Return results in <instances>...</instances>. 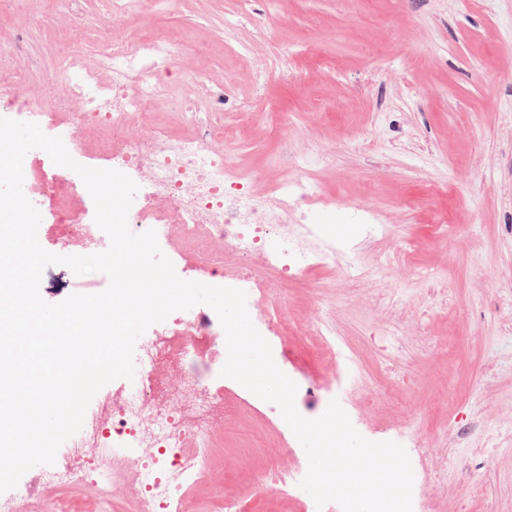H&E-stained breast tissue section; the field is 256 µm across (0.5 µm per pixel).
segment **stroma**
I'll list each match as a JSON object with an SVG mask.
<instances>
[{"instance_id":"stroma-1","label":"stroma","mask_w":512,"mask_h":512,"mask_svg":"<svg viewBox=\"0 0 512 512\" xmlns=\"http://www.w3.org/2000/svg\"><path fill=\"white\" fill-rule=\"evenodd\" d=\"M151 35L163 28H191L208 45L185 56L166 81L180 84L186 69L208 72V97L231 80L235 100L224 103L235 165L262 194L307 167L327 200L341 203L332 226L347 237L349 203L382 211L395 237L365 243L369 260L405 249L403 261L363 283L313 274L281 292L291 317L310 316L318 302L335 306L341 351L354 350L373 374L404 384L369 421L390 441L414 453L424 431L456 417L467 432L449 449L448 468L433 477L435 512H512V0H171L167 13L132 19ZM65 18L42 0H0V51L20 32L28 36L21 57L0 60V117H10L6 93L19 88L32 111L45 103L42 67L78 55L101 80L95 27L75 41ZM278 68L261 82L257 67ZM25 82H18V71ZM253 102L255 114L237 111ZM434 185L446 196H430ZM453 216L437 229L436 210ZM477 246L459 250L456 236ZM438 266L448 283V316L430 334L405 332L400 343L374 352L370 338L385 319L370 308L376 289L406 288L405 300L430 299L417 266ZM276 365L306 378L314 392L299 397L307 418L326 405L319 388L324 363L297 342L274 353ZM251 408L229 421L212 450L210 471L188 487L181 512H224L225 501L245 498L247 512H272L273 498L250 497L257 472L270 465L264 449L248 447L245 432L298 447L280 437V416L233 379ZM53 512H136L134 495L113 493L102 503L87 483L59 488Z\"/></svg>"}]
</instances>
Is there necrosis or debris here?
<instances>
[{"label": "necrosis or debris", "mask_w": 512, "mask_h": 512, "mask_svg": "<svg viewBox=\"0 0 512 512\" xmlns=\"http://www.w3.org/2000/svg\"><path fill=\"white\" fill-rule=\"evenodd\" d=\"M166 4L110 0V10L96 22L101 63L110 78L103 83L94 72L81 71L74 55L49 70L47 104L69 113L65 126L51 128L50 134L73 141L85 125L102 128L95 167L121 171L138 186L129 227L155 231L161 239L178 232L190 243L216 241L235 251L243 264L231 278L221 271L217 256L207 252L203 259L215 282L246 292L248 309L258 310L262 326L276 339L286 324V308L259 307L273 283L307 277L311 259L344 280H366L372 266L361 257L357 242L377 231L390 233L391 227L367 209L355 226V238L331 237L327 227L336 221L334 208L320 206L318 187L303 169L274 184L267 195L253 194L228 151L212 145L224 137L218 112H184L182 122L192 129L184 136L138 125L139 114L151 111L162 91L156 65L197 49L186 28L154 38L130 27L131 18L162 13ZM83 221V211L77 210L42 226L41 232L45 241L70 255L107 250L110 240L99 233L70 234V225ZM260 267L265 276L257 275ZM443 308V303L425 302L395 309L381 342H398L408 327L428 334ZM332 312V304L318 303L296 334L321 361L338 367L343 355L336 347ZM224 337L217 314L207 309L175 315L141 336L134 350L136 384L88 407L81 430L45 467L39 486L19 480L0 493V512H48L56 488L87 479L105 492L121 477L137 495L139 512H179L185 487L204 473L211 436L223 431L236 409L237 398L225 387L220 364L208 356ZM444 439L441 432L428 436L417 454L414 512H430L428 484L448 463Z\"/></svg>", "instance_id": "obj_1"}]
</instances>
